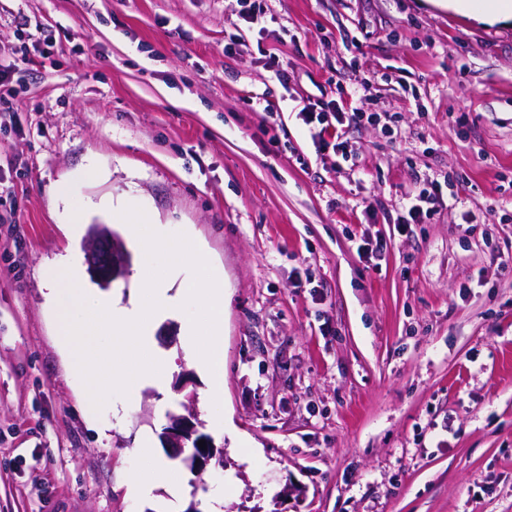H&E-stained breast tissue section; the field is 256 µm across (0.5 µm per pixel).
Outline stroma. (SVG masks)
Returning a JSON list of instances; mask_svg holds the SVG:
<instances>
[{"label": "stroma", "instance_id": "35a3bbf8", "mask_svg": "<svg viewBox=\"0 0 512 512\" xmlns=\"http://www.w3.org/2000/svg\"><path fill=\"white\" fill-rule=\"evenodd\" d=\"M259 2L0 0V512H512V18ZM331 100L373 117L348 160L299 116ZM427 178L439 212L399 235ZM104 198L223 270L221 412L168 318L165 390L87 419L43 277L85 253L70 208L124 233ZM188 398L221 454L130 496ZM151 444L144 439L137 447L142 458L140 469L129 474L127 480L128 491L133 496L148 495L154 486L159 484L179 487L184 482V476L179 468L163 464L154 455Z\"/></svg>", "mask_w": 512, "mask_h": 512}]
</instances>
